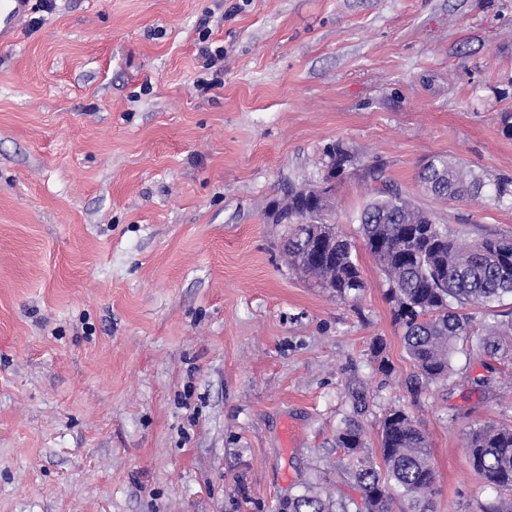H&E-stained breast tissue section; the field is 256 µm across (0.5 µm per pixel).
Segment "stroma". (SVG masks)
Instances as JSON below:
<instances>
[{
  "instance_id": "stroma-1",
  "label": "stroma",
  "mask_w": 512,
  "mask_h": 512,
  "mask_svg": "<svg viewBox=\"0 0 512 512\" xmlns=\"http://www.w3.org/2000/svg\"><path fill=\"white\" fill-rule=\"evenodd\" d=\"M42 18L0 44V512H285L307 482L336 503L337 427L357 415L378 448L395 407L429 437L434 512H483L465 438L512 424V360L460 340L447 380L412 391L358 217L375 167L459 240L512 237L511 203L418 178L436 155L512 175V0H55ZM204 45L224 50L210 69ZM326 181L356 300L290 268L271 219L289 185Z\"/></svg>"
}]
</instances>
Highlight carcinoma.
<instances>
[{
    "mask_svg": "<svg viewBox=\"0 0 512 512\" xmlns=\"http://www.w3.org/2000/svg\"><path fill=\"white\" fill-rule=\"evenodd\" d=\"M329 175L350 161L340 143L329 153ZM378 184L359 221L365 247L386 276L395 323L418 370L414 384L448 378L457 339L470 336L472 309L512 297V238L492 237L474 244L457 241L433 213L415 207L387 184L382 172L369 171ZM423 189L448 201L489 197L512 202V176L475 173L445 156L427 160L419 171ZM321 187H291L279 212L296 218L283 244L294 268L316 278L340 298H357L366 288L355 244L333 224L319 223L326 207ZM512 321L482 331L478 347L490 357H512ZM338 468L360 494V501H339V512H433L436 471L428 436L404 410L391 409L382 420L380 456L369 450L360 422L349 416L336 428ZM466 452L473 468L499 498L484 512H512V425L485 423L471 430ZM288 512H334L310 485L288 498Z\"/></svg>",
    "mask_w": 512,
    "mask_h": 512,
    "instance_id": "1",
    "label": "carcinoma"
}]
</instances>
